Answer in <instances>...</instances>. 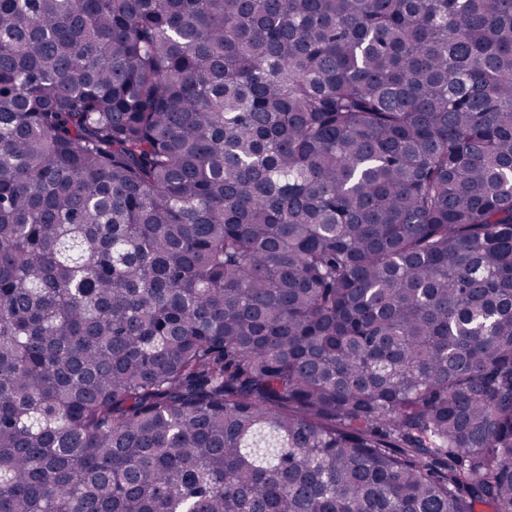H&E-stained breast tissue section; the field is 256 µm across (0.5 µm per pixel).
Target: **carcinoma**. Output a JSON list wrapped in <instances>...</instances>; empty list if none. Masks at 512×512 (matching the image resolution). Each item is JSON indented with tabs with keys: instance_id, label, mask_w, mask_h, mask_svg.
<instances>
[{
	"instance_id": "obj_1",
	"label": "carcinoma",
	"mask_w": 512,
	"mask_h": 512,
	"mask_svg": "<svg viewBox=\"0 0 512 512\" xmlns=\"http://www.w3.org/2000/svg\"><path fill=\"white\" fill-rule=\"evenodd\" d=\"M512 512V0H0V512Z\"/></svg>"
}]
</instances>
